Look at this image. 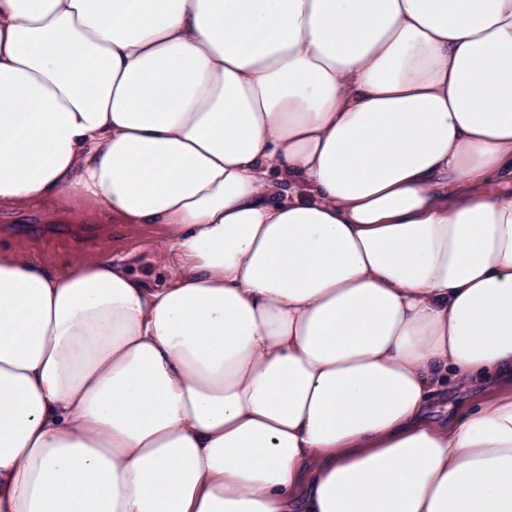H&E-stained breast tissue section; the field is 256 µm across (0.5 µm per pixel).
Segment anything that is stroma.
<instances>
[{
  "mask_svg": "<svg viewBox=\"0 0 512 512\" xmlns=\"http://www.w3.org/2000/svg\"><path fill=\"white\" fill-rule=\"evenodd\" d=\"M161 234L157 225L121 224L81 205L59 214L41 207L0 210V247L19 246L51 267L81 256L121 257L152 285L164 274L152 254Z\"/></svg>",
  "mask_w": 512,
  "mask_h": 512,
  "instance_id": "1",
  "label": "stroma"
}]
</instances>
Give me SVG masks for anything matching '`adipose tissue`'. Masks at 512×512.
Segmentation results:
<instances>
[{
  "label": "adipose tissue",
  "mask_w": 512,
  "mask_h": 512,
  "mask_svg": "<svg viewBox=\"0 0 512 512\" xmlns=\"http://www.w3.org/2000/svg\"><path fill=\"white\" fill-rule=\"evenodd\" d=\"M79 202L167 275L0 248V512H512V0H0ZM474 393L473 391L451 385L448 387V401L445 400L437 403L432 409V416L437 419H444L448 413L449 417L466 400L468 394Z\"/></svg>",
  "instance_id": "1"
}]
</instances>
